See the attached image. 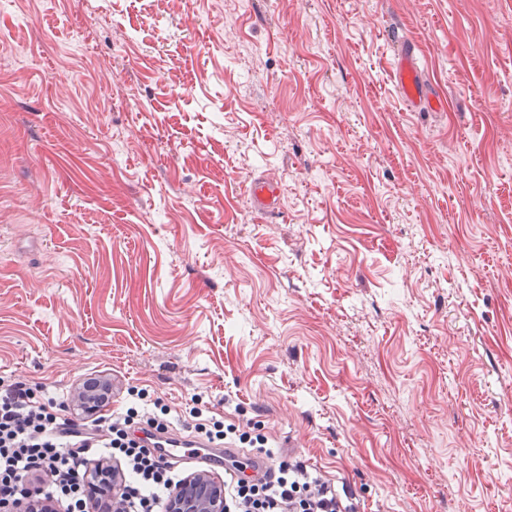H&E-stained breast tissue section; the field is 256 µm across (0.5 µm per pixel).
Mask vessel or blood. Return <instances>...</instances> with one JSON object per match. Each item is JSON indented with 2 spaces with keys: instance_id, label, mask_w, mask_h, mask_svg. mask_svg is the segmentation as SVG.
Returning <instances> with one entry per match:
<instances>
[{
  "instance_id": "vessel-or-blood-1",
  "label": "vessel or blood",
  "mask_w": 512,
  "mask_h": 512,
  "mask_svg": "<svg viewBox=\"0 0 512 512\" xmlns=\"http://www.w3.org/2000/svg\"><path fill=\"white\" fill-rule=\"evenodd\" d=\"M397 80L406 101L417 103L422 94V86L414 52L403 55ZM248 190L250 200L258 213L265 216L277 213L281 193L278 184L257 178L250 182ZM145 441L149 447L159 449L165 458L202 472L224 471L234 476L242 474L248 478H257L266 472L269 465L267 459L244 454L236 448L218 451L209 442L176 431L149 435Z\"/></svg>"
}]
</instances>
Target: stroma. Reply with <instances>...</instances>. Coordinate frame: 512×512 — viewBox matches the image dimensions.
Listing matches in <instances>:
<instances>
[{
	"label": "stroma",
	"instance_id": "stroma-1",
	"mask_svg": "<svg viewBox=\"0 0 512 512\" xmlns=\"http://www.w3.org/2000/svg\"><path fill=\"white\" fill-rule=\"evenodd\" d=\"M1 377L201 397L362 512H512V0H12ZM416 59L414 50L405 53L402 56L401 66L397 75L398 84L404 98L414 105L420 100L422 94V86L417 74ZM249 196L256 211L265 216H272L278 212L280 186L263 178L250 182Z\"/></svg>",
	"mask_w": 512,
	"mask_h": 512
}]
</instances>
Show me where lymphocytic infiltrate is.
<instances>
[{
    "instance_id": "f902f5d3",
    "label": "lymphocytic infiltrate",
    "mask_w": 512,
    "mask_h": 512,
    "mask_svg": "<svg viewBox=\"0 0 512 512\" xmlns=\"http://www.w3.org/2000/svg\"><path fill=\"white\" fill-rule=\"evenodd\" d=\"M169 408L139 414L133 407L94 418L77 430L64 404L43 388L20 382L0 387V512H15L41 482L39 497L63 512H89L91 488L85 480L90 459L119 460L121 493L129 512H163L181 478L156 449L135 433L142 427L168 431ZM224 512H355L330 482L313 477L305 462L277 461L257 481L224 482Z\"/></svg>"
}]
</instances>
